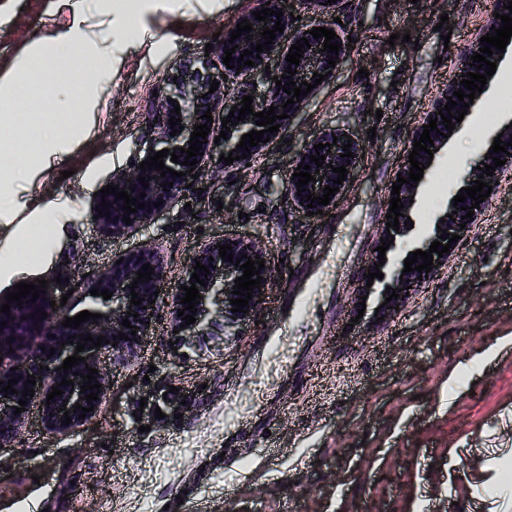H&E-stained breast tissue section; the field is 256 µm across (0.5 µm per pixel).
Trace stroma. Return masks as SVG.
I'll list each match as a JSON object with an SVG mask.
<instances>
[{"mask_svg":"<svg viewBox=\"0 0 512 512\" xmlns=\"http://www.w3.org/2000/svg\"><path fill=\"white\" fill-rule=\"evenodd\" d=\"M128 2L145 37L113 52L83 132L59 155L31 157L37 201L56 211L53 244L26 268L0 270V298L44 280L77 315L113 257L145 246L172 289L193 254L226 235L259 241L280 273L254 322L183 351L170 346L162 299L150 336L110 373L96 416L77 430L48 433L32 405L18 438L0 447V512H512V349L499 347L512 336V180L398 311L377 318L365 278L411 133L493 0H345L347 58L282 139L252 169L210 168L154 223L113 237L93 228L92 195L151 143L154 92L172 62L220 64V33L259 5ZM0 8V75L34 40L71 23L68 0ZM397 33L410 41L389 44ZM474 112L419 189V227L459 188L487 131L512 120V83L496 79ZM327 127L364 145L330 219L300 213L286 193L296 155Z\"/></svg>","mask_w":512,"mask_h":512,"instance_id":"stroma-1","label":"stroma"}]
</instances>
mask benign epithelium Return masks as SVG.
I'll return each mask as SVG.
<instances>
[{
  "label": "benign epithelium",
  "mask_w": 512,
  "mask_h": 512,
  "mask_svg": "<svg viewBox=\"0 0 512 512\" xmlns=\"http://www.w3.org/2000/svg\"><path fill=\"white\" fill-rule=\"evenodd\" d=\"M246 19L253 24V31L251 36L245 35L237 38L234 42H229L230 34H224V41L227 42L228 47L238 45L235 49L233 57L238 58L245 49H251L252 46L264 42L262 39V26L272 27L276 22L285 24L284 33L276 34L273 44H271V50L260 53V55H250L248 59L255 62L253 67H244L242 71L238 72L236 69L224 68L222 71H212L206 62L197 60H181L175 63L173 70L175 76H177V82L169 83V88L159 91L156 99L154 112L152 119L156 120L155 129H157L156 137L154 138L151 148L143 151V154L139 157V160L143 161L147 159V156L152 155L162 149L168 148L170 151L176 152L179 156V163L175 164L171 162V157L167 156L164 158L165 166L174 169L177 172L183 173V176L176 179L170 175L160 176V172L153 168H148L146 171H141L140 165L136 164L129 171H121L112 174L109 182L119 186V188L135 187V190L130 192V196L140 198V193H146L145 198L142 202L147 204L145 208L137 209V212L130 215L126 214V211L122 210L123 200H118L114 195H109L105 198L96 196L93 201V207H99L101 200L105 199L109 201L108 210L110 211V217L104 216L96 219L95 227L106 234L112 236H119L125 234L129 229V226L123 222L124 216L128 215L132 219L134 224H150L153 222L155 217L160 213L168 210L174 203V201L183 192L186 191L185 185L189 183H196V180L192 178V172L190 167L183 165L186 154L179 151V148L189 147L188 141L191 138V132H193L194 125L205 124L211 127V131L206 136V143L202 144V154L197 156V164L195 166V172L204 173V163L213 158L216 154H227L229 152L233 155L240 157L244 153V149H236V145L239 144L241 137L252 131L262 130V127L255 124V118L249 115L246 119L238 122L236 125L230 126V132H228V139H220V142H214L215 136L219 135V131L212 127V123L202 118V115L207 110H216L219 107H225L226 110H231V107L237 106L242 107V97L250 94V91L241 89L232 98H227L225 95V87L228 81L235 79L238 76H247L252 80L262 82L268 86V94L270 104L277 107L275 110L276 115L287 113L288 118L278 119L276 123L280 124V128L284 129L291 124V118L299 114L304 107H306L311 99L314 97L316 90H311L307 97L303 98L302 101L293 104V107L286 109L282 108V105L286 103L290 96L283 95V89L276 86L275 76H284L282 82H287L285 76L288 75V62H286L287 54L291 45L295 44L297 40L305 37L309 40L310 48L306 49L303 54V58L300 59L299 66L296 67L297 73L292 78V81L301 83L303 81L312 84L315 81L313 73L318 72L322 75L328 74V70L324 69L327 65V59L331 58L336 61L335 67H340L347 57V44H345V38L341 32H336L335 41L341 43V49H339V55L330 57L328 52H319V49L323 48L324 39H315L309 31L312 27L302 28H291L290 19L288 15H283L281 18L276 16L268 17V22L255 20V16L247 14ZM502 24L499 19H491L489 23L475 36V41L468 51L467 56L463 59L459 67V77L457 81H453L448 84V88L443 90L430 104L427 111L424 113L422 124L418 125L412 133L411 139H418L423 133V126L429 124L430 119H440L441 115L438 114V110L444 108L447 98L457 102V106L451 109L453 118H458L459 114L457 110L461 109V105L464 102H469V99L464 101H458V97L453 95V92L462 88L460 80L462 75L467 72H480L485 73V69H480L476 65H471L470 56L473 53L479 51L480 38L488 33H493L491 27H498ZM275 61L274 67L265 69V66L270 64V61ZM219 82L218 89L211 93L209 92L210 83L212 81ZM174 99L177 104L180 105V113L182 119V125L175 126L177 133L175 136H170L172 128L168 124V119L176 116L173 112L174 106L169 103V99ZM331 144L329 149L321 150V153L326 155V160L323 161V167L319 168L317 165L310 161V156L316 154L314 145L316 144ZM347 143V138L344 136V132L336 128H328L318 133L313 139L307 141L303 148L298 153L296 159L291 165L289 173H294V168L298 167V164L303 163L311 166L309 173L314 175L316 181L309 182L306 185V192L302 195H296L297 186L296 181L287 179V192L288 196L293 201L294 205L301 210L303 213L308 214L321 210L328 212L334 207V204L342 197L348 184L353 181L358 174V160L363 150L362 144L358 140H353L352 146L349 151L352 152L354 158L347 159L340 157L343 153L342 146ZM512 153V146L507 147V151L498 153L500 159L506 160V164L503 166L496 167V171L493 175H486V169L478 170L471 168L462 176V186L472 187L475 185V180L479 179V175H484L482 181L492 186V191H497L499 181L502 176L507 173L512 174V156H507V153ZM332 164L335 167L342 165L346 166L348 174L346 180L340 185H335L333 180L337 179L338 174L332 172V169L326 168L327 164ZM144 175L149 178V187L145 188L137 180L138 175ZM166 182L173 183V187L166 189L162 188V184ZM339 187V192L335 196L331 197L330 204L327 206L313 204V208H307V205L303 204V201L307 199V195L323 196V188L325 186ZM419 186H411L409 184H403L400 189V199L403 202L404 209L401 210L402 216L398 217L400 224L399 230H390V235L394 236V244L390 245L389 249L385 252L386 260L384 265L380 267V271L384 274L382 282L384 285L389 286L399 291V295H404L407 292L408 286H416L420 284L418 277L425 276V273H419L417 271L402 274L404 268V260L411 255V252L421 249L423 251L429 250L430 245L433 241L440 239V232L438 228L447 230L450 234L463 235L464 230L461 229V224L471 226L477 224L480 218L491 202V198L480 203V208L474 209L473 217L469 219H462V216L466 215L464 208H469L474 204V200L466 198L464 202L458 204L449 202L448 206L439 214V218L435 219L431 227L422 232L417 227H411L404 224L408 218L412 217V212L415 207L413 201L417 200ZM163 199V205L156 207L154 206L155 201ZM462 207V210L458 211V214L454 215V218H448V214L454 211V206ZM230 244L232 245L233 255L236 258L241 259V262L245 263L251 259L253 261L265 259V251L263 247L256 241L247 239L244 237H224L218 241H211L195 255V259L190 261L186 273L180 284L188 287L192 286L193 279L191 274L194 273L193 266L200 262L207 266L209 264L214 266V269L210 270V273L203 271L198 272L199 278L205 280L207 286H198V290L203 299L199 300V304L195 305L197 313L194 314L196 322L189 326H181L183 318L178 316L177 310L184 308V305L180 304V299L185 296V291L180 288H174L171 296V329L177 331V337L182 345L191 344L194 339L200 336H207L212 334V329L218 326V321L206 320L207 316V303L212 300H218L221 302L222 307L220 313L222 314L223 321L231 322L236 321L241 324H245L259 311L262 306L260 299L264 298V292L258 290L252 291V299L249 300V306H247V312H231L233 305L230 304V299L238 298V295L233 293V286H235V279L243 275V270L235 268V264L225 262L219 256V249L215 248L217 244ZM150 264L154 267L152 280L145 281L138 284L135 288V292L138 293V297L142 298L141 304L131 305V295L128 285L136 280V272L141 270L142 265ZM163 280V267L157 257V254L151 248H143L137 252L124 255V260L120 264H112L99 278V280L92 285V288L104 290L109 289L113 292V296L109 300L103 299L101 296H89L91 303L95 306H104L106 310H96V313L103 314L100 321L104 323V327H92L88 323L84 322L79 325V328L74 329L72 327H64L62 323L65 322L67 314L57 311V309L50 306V298L48 293L39 294L36 302L33 303V309L29 311H23L18 308L17 303H10V313H0V322L7 321V326L0 330V446L13 441L25 423L28 412L24 411L20 414H14L15 407L18 406L19 399L23 398L27 401L31 400V397H22L21 391L26 386V380L30 376L37 377L36 385L33 386L34 390L41 391V406H42V422L44 427L51 433H65L86 421L92 419L97 414V409L101 404L104 392H98V400L94 402V411L86 413L85 418H80L81 410H73V405L80 404L84 407L88 406V402L84 400L85 394L80 392V385L83 384V376L87 375L88 370L86 367L90 366L98 370L96 374V382L99 384H105V380L108 374V368L105 363L100 360L98 355L99 350H107L112 353V364H121L126 360V357L137 347V339L141 338L146 334L149 328L147 322L152 320L150 313L156 312L158 304L151 303V300L155 299L156 289L161 287ZM138 313V316H127V312ZM41 312L47 313V317L42 321L31 318V314H39ZM128 319L131 321V325L136 327V335H131V329L122 326V320ZM26 320L28 323V335L21 337L15 334L10 329L16 321ZM40 327V330H35V327ZM124 333L128 336V339L118 341L115 346L109 343L101 345V348H90L92 342H87L85 350L79 353V356L85 358V361L75 365L68 372L57 370V367L61 366L63 361L73 355L76 350L75 344H70V341H79L77 335L79 334H90L93 337L100 335L105 336V339L111 341L113 337ZM15 337L12 342H7L9 337ZM30 336H41L44 338L43 347L50 349H56L53 356L49 357L47 354H40V358L44 364L49 367V370L41 375L29 364L26 350L28 346V337ZM17 377L19 381L13 385V388L17 390L15 394H5L1 392L3 386L8 384V380ZM67 378L73 381V384L69 386H62L61 390L64 391L62 396L54 397V400L47 401V394L52 391V386L62 381V378ZM69 412L72 418V423L64 425L65 416L64 412Z\"/></svg>",
  "instance_id": "7a95c632"
}]
</instances>
